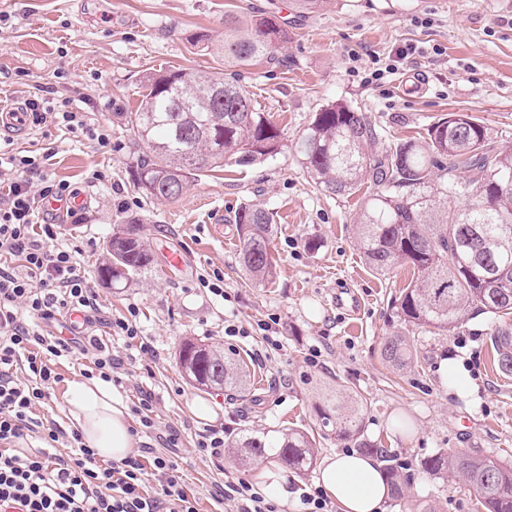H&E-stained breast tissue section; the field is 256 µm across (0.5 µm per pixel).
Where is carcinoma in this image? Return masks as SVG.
<instances>
[{
  "instance_id": "obj_1",
  "label": "carcinoma",
  "mask_w": 512,
  "mask_h": 512,
  "mask_svg": "<svg viewBox=\"0 0 512 512\" xmlns=\"http://www.w3.org/2000/svg\"><path fill=\"white\" fill-rule=\"evenodd\" d=\"M288 38L275 18L224 16V64L245 68L271 57ZM125 120L143 146L133 187L154 199H180L196 177L226 164L247 166L277 153L281 131L259 111L239 74L226 77L197 69L159 70L145 77L141 101ZM377 132L367 117L339 102L322 106L296 142L311 181L344 196L364 180L371 191L354 218L356 244L366 264L379 274L396 265L413 279L396 299L399 318L416 328L448 331L470 317L500 319L512 314V145L495 127L463 112H450L407 137L382 156L366 151ZM470 172L459 179L455 171ZM461 199L463 206L448 205ZM243 271L257 284L276 275L270 244L273 213L243 204L235 214ZM100 266L111 281H128L154 267L155 258L136 224L114 234ZM381 356L403 369L413 359L406 336L387 337ZM179 363L201 391L230 390L249 395L245 367L205 344L185 343ZM497 366L512 374V345L497 342ZM360 400L341 389L322 396L318 417L335 425L336 438L363 452L377 445L361 436ZM245 465L267 455L265 436L251 434L224 443ZM288 469L304 474L317 457L316 440L306 430L288 428L275 446ZM421 468L462 480L484 512H512V464L468 452L439 453Z\"/></svg>"
}]
</instances>
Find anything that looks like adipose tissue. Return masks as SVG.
<instances>
[{
    "instance_id": "adipose-tissue-1",
    "label": "adipose tissue",
    "mask_w": 512,
    "mask_h": 512,
    "mask_svg": "<svg viewBox=\"0 0 512 512\" xmlns=\"http://www.w3.org/2000/svg\"><path fill=\"white\" fill-rule=\"evenodd\" d=\"M68 405L83 442L98 457L120 460L133 453L130 411L113 396L111 383L98 378L72 381ZM318 486L336 512H383L389 495L380 462L353 451L328 458L320 468Z\"/></svg>"
}]
</instances>
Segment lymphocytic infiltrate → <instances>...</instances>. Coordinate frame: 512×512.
<instances>
[{
  "instance_id": "lymphocytic-infiltrate-1",
  "label": "lymphocytic infiltrate",
  "mask_w": 512,
  "mask_h": 512,
  "mask_svg": "<svg viewBox=\"0 0 512 512\" xmlns=\"http://www.w3.org/2000/svg\"><path fill=\"white\" fill-rule=\"evenodd\" d=\"M33 124L61 125L111 147L105 130L87 126L68 102L25 101ZM11 172L0 202V512H197L167 451L177 432L157 448L99 464L79 432L44 427L36 410L62 377L52 361L68 356L67 338L37 329L57 315L95 310V295L75 251L59 246L57 225L34 217L49 200L70 196L44 158L0 149V170ZM217 502L236 512H280L248 480L215 485Z\"/></svg>"
}]
</instances>
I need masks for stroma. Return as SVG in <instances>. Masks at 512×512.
Wrapping results in <instances>:
<instances>
[{"instance_id":"35a3bbf8","label":"stroma","mask_w":512,"mask_h":512,"mask_svg":"<svg viewBox=\"0 0 512 512\" xmlns=\"http://www.w3.org/2000/svg\"><path fill=\"white\" fill-rule=\"evenodd\" d=\"M228 10L247 18L272 12L288 23V39L274 58L242 72L256 107L281 129V148L250 166L205 173L178 201L147 197L132 185L140 147L121 115L136 111L151 72L223 71L222 56L198 52L187 38L202 32L222 43ZM0 13V98H73L88 124L112 137L111 150H100L48 123L2 131L0 143L51 150L49 173L87 196L84 208L59 217V241L79 250L98 305L78 334L102 340L127 360L114 397L131 406L150 394L153 426L138 428L139 444L155 446L158 436L178 430L170 458L198 512H233L232 503L212 499L214 482L243 478L259 485L278 468L271 459L244 468L227 457L202 460L200 431L220 427L230 439L245 430L318 426L315 406L337 384L361 396L364 437L391 455L405 478L403 498L387 499L385 512H422L428 504L437 512H476L469 487L429 475L420 462L465 451L512 463V375L494 362L497 324L479 317L439 334L404 324L396 299L411 269L378 275L356 247L352 224L364 190L347 197L317 188L295 142L315 112L334 101L376 124L379 137L367 146L375 155L449 112L467 113L512 138V0H325L309 13L297 12L292 0H0ZM410 45L417 54L399 58ZM377 65L392 71L379 84L366 83ZM96 171L104 181L93 179ZM245 203L275 219L277 276L264 285L246 279L238 261L234 213ZM132 222L156 266L130 282L106 283L97 272L106 245ZM172 252L185 256L183 269L170 266ZM216 271L224 275L223 300L200 285ZM345 291L357 296L356 308L337 306ZM131 313L151 353L136 354L112 336L111 322ZM270 319L276 322L271 345L249 333H224L228 320L249 330ZM395 334L415 346L401 371L380 355L384 338ZM186 339L244 360L251 399L191 387L177 359ZM451 356L461 360L475 395H449L439 365ZM89 364L78 347L56 360L62 380L37 409L43 421L72 429L67 389ZM201 406L207 417L196 416Z\"/></svg>"}]
</instances>
